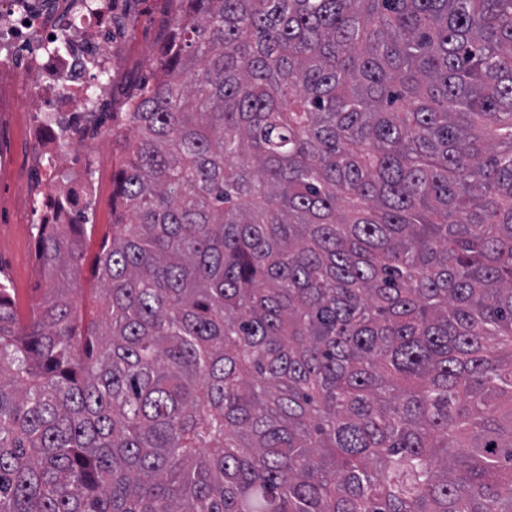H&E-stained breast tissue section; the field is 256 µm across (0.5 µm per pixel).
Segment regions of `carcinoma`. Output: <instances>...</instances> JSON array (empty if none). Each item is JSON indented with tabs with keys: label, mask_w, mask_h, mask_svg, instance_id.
<instances>
[{
	"label": "carcinoma",
	"mask_w": 512,
	"mask_h": 512,
	"mask_svg": "<svg viewBox=\"0 0 512 512\" xmlns=\"http://www.w3.org/2000/svg\"><path fill=\"white\" fill-rule=\"evenodd\" d=\"M120 210L0 279V512H512V0H189ZM95 219L97 232L87 244L88 259L81 270V280L84 288H89L91 283L90 261L99 249L102 233L107 228V224L112 223V185L105 190L103 197L95 206Z\"/></svg>",
	"instance_id": "cac0c4a2"
}]
</instances>
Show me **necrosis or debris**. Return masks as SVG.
Returning <instances> with one entry per match:
<instances>
[{"instance_id": "4bbe7bcc", "label": "necrosis or debris", "mask_w": 512, "mask_h": 512, "mask_svg": "<svg viewBox=\"0 0 512 512\" xmlns=\"http://www.w3.org/2000/svg\"><path fill=\"white\" fill-rule=\"evenodd\" d=\"M123 0H0V113H30L28 138L45 166L32 202L37 224H86L108 170L112 144L97 138L112 109ZM92 158L88 177L64 179L63 161Z\"/></svg>"}]
</instances>
